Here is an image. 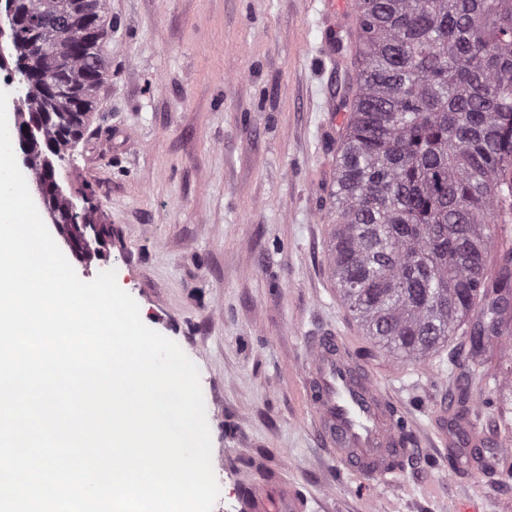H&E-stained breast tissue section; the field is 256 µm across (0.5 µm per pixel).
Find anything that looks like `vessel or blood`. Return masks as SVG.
Masks as SVG:
<instances>
[{"mask_svg":"<svg viewBox=\"0 0 512 512\" xmlns=\"http://www.w3.org/2000/svg\"><path fill=\"white\" fill-rule=\"evenodd\" d=\"M326 19L322 41L335 49L350 28L348 0H319ZM305 375L314 411V424L322 443L336 452L348 468L392 483L394 459L406 455L391 400L352 359L342 337L322 333L308 341ZM441 444L449 454L466 458L478 441L467 432H442ZM251 512H294L290 494L266 488L248 494Z\"/></svg>","mask_w":512,"mask_h":512,"instance_id":"vessel-or-blood-1","label":"vessel or blood"}]
</instances>
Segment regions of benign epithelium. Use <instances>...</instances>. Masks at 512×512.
<instances>
[{
	"mask_svg": "<svg viewBox=\"0 0 512 512\" xmlns=\"http://www.w3.org/2000/svg\"><path fill=\"white\" fill-rule=\"evenodd\" d=\"M16 20L12 0H0V67L4 69L9 68V59L12 58L10 41L5 36L15 26ZM14 81L19 85L16 107L21 110L26 108L29 112L24 126L18 127L19 160L25 168L38 165L48 174L46 180L35 184L39 201L72 254L81 262L87 263L96 255L87 239V230H92L98 240L102 229L85 221L86 207L80 205L79 200L69 199V205L62 213L52 203V197L62 192L57 180L56 162L64 160V155L56 152L52 145L41 138L43 113L34 111L28 91L32 82L31 71L20 65L14 66V70L9 72L8 82Z\"/></svg>",
	"mask_w": 512,
	"mask_h": 512,
	"instance_id": "1",
	"label": "benign epithelium"
}]
</instances>
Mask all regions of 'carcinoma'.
<instances>
[{"label": "carcinoma", "mask_w": 512, "mask_h": 512, "mask_svg": "<svg viewBox=\"0 0 512 512\" xmlns=\"http://www.w3.org/2000/svg\"><path fill=\"white\" fill-rule=\"evenodd\" d=\"M14 43L44 135L82 133L106 76L103 0H14ZM72 18L61 30L54 18ZM41 18L33 27L30 14ZM356 89L337 145L329 262L365 334L422 362L456 336L479 355L512 325V0H355Z\"/></svg>", "instance_id": "carcinoma-1"}]
</instances>
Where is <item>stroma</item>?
Here are the masks:
<instances>
[{"mask_svg": "<svg viewBox=\"0 0 512 512\" xmlns=\"http://www.w3.org/2000/svg\"><path fill=\"white\" fill-rule=\"evenodd\" d=\"M107 76L58 171L110 230L90 281L122 274L149 328L196 365L220 487L213 512H245L250 487H288L297 512H512V479L450 467L439 428L467 416L512 451V360L465 373L457 339L425 363L365 336L327 253L345 53L327 59L313 0H106ZM343 336L395 403L411 448L395 485L345 469L314 435L309 336ZM456 413L448 404L461 392Z\"/></svg>", "mask_w": 512, "mask_h": 512, "instance_id": "1", "label": "stroma"}]
</instances>
